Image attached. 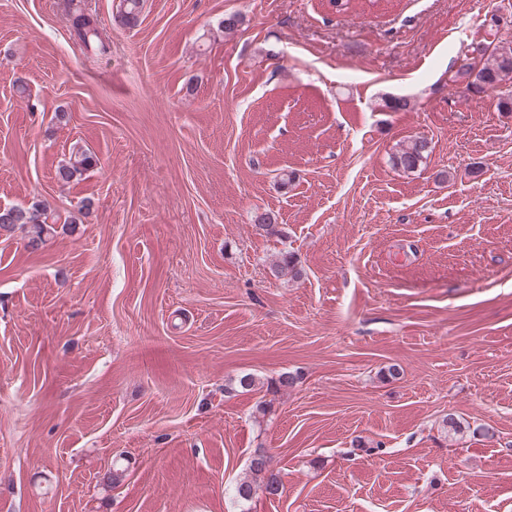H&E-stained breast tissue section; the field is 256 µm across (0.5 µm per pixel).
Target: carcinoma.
<instances>
[{
	"label": "carcinoma",
	"mask_w": 512,
	"mask_h": 512,
	"mask_svg": "<svg viewBox=\"0 0 512 512\" xmlns=\"http://www.w3.org/2000/svg\"><path fill=\"white\" fill-rule=\"evenodd\" d=\"M124 10L120 11L114 21L120 26L133 25L138 20L140 0H124ZM73 3H68L71 28L76 39L88 51L99 54L107 52L108 45L103 38L97 20L84 11L72 9ZM455 86L465 91L480 94L488 88H497L512 82V46L496 44L492 41L473 47L471 53L465 55L451 76ZM432 152L431 142L426 138H417L410 145L401 148L391 158L395 168L404 172L417 169ZM93 157L82 152L78 159L58 167L56 179L60 183L72 181L82 169L92 165ZM49 215L33 206L31 208L10 207L0 211V229L10 231L17 224H32L35 236L30 245L42 242V236L50 228ZM270 460L265 455H258L250 462V471L257 477H262L261 483L243 481L237 486V494L243 500L252 498L256 488L268 489L281 484L279 474L269 467Z\"/></svg>",
	"instance_id": "cac0c4a2"
}]
</instances>
